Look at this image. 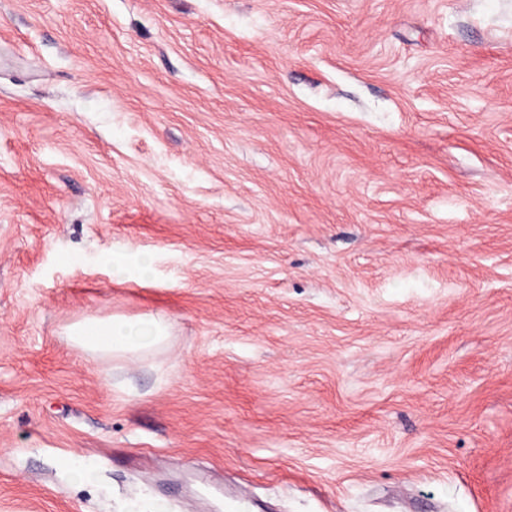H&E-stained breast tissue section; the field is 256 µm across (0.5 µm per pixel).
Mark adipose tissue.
Wrapping results in <instances>:
<instances>
[{
    "label": "adipose tissue",
    "instance_id": "obj_1",
    "mask_svg": "<svg viewBox=\"0 0 512 512\" xmlns=\"http://www.w3.org/2000/svg\"><path fill=\"white\" fill-rule=\"evenodd\" d=\"M65 332L75 346L90 355L137 361L166 344L171 325L161 315L137 319L89 315L70 323Z\"/></svg>",
    "mask_w": 512,
    "mask_h": 512
}]
</instances>
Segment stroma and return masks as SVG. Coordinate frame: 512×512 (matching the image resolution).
Returning a JSON list of instances; mask_svg holds the SVG:
<instances>
[{"label":"stroma","instance_id":"35a3bbf8","mask_svg":"<svg viewBox=\"0 0 512 512\" xmlns=\"http://www.w3.org/2000/svg\"><path fill=\"white\" fill-rule=\"evenodd\" d=\"M160 496L512 512V0H0V512ZM65 332L75 346L92 356L137 361L166 344L171 325L161 315L137 319L89 315L70 323Z\"/></svg>","mask_w":512,"mask_h":512}]
</instances>
